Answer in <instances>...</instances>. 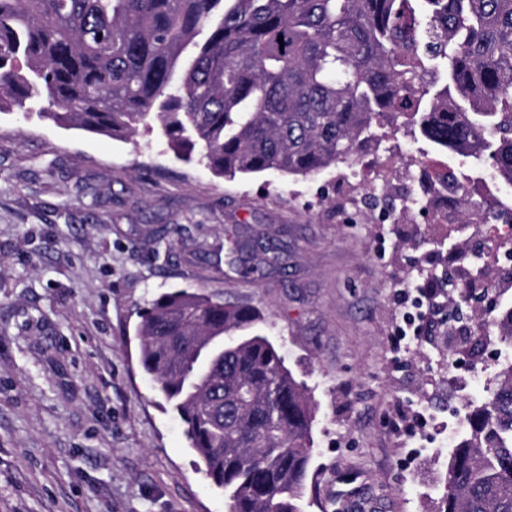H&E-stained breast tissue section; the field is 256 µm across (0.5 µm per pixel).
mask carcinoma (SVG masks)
<instances>
[{
  "label": "carcinoma",
  "mask_w": 512,
  "mask_h": 512,
  "mask_svg": "<svg viewBox=\"0 0 512 512\" xmlns=\"http://www.w3.org/2000/svg\"><path fill=\"white\" fill-rule=\"evenodd\" d=\"M283 42H278V37ZM156 128L214 174L313 176L410 128L512 188V0H0V111ZM434 200L491 221L448 166ZM259 312L198 292L140 312V364L226 512H304L316 405ZM512 345V306L482 320ZM438 512H512V363L469 404Z\"/></svg>",
  "instance_id": "cac0c4a2"
}]
</instances>
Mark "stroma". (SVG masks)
I'll use <instances>...</instances> for the list:
<instances>
[{
    "mask_svg": "<svg viewBox=\"0 0 512 512\" xmlns=\"http://www.w3.org/2000/svg\"><path fill=\"white\" fill-rule=\"evenodd\" d=\"M389 147L394 174L368 167L354 194L386 191L395 208L350 209L337 193L345 163L227 180L154 133L0 113V512H224L139 363L140 310L179 290L260 310V332L311 393L305 512L336 493L349 512H438L448 406L495 386L503 344L472 333L478 350L463 359L444 313L419 343L400 339L402 284L454 268L428 239L485 252L491 228L441 204L445 224L403 209L402 171L442 156L403 135Z\"/></svg>",
    "mask_w": 512,
    "mask_h": 512,
    "instance_id": "obj_1",
    "label": "stroma"
}]
</instances>
